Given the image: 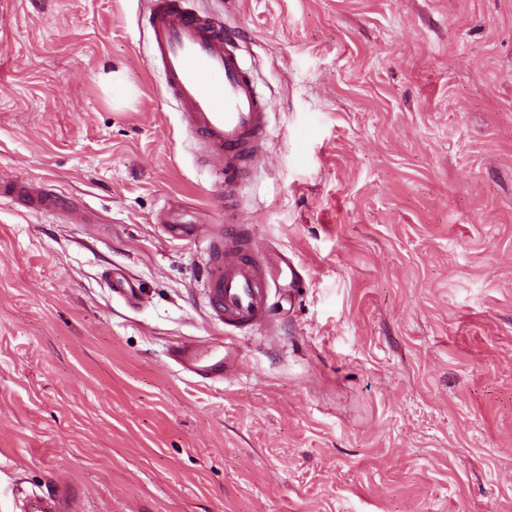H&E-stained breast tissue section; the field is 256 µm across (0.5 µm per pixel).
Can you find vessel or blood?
<instances>
[{
	"mask_svg": "<svg viewBox=\"0 0 512 512\" xmlns=\"http://www.w3.org/2000/svg\"><path fill=\"white\" fill-rule=\"evenodd\" d=\"M148 27L151 65L161 72L190 137L223 166L220 198L226 208H233L239 181L269 142L271 102L258 91L236 49L238 32L220 18L193 9L187 0H152ZM0 191L29 211L56 215L66 210L61 194L47 186L0 177ZM159 224L168 239L205 243V297L213 319L229 330L224 356L205 362L192 345L184 344L176 347L174 360L186 373L224 380L235 365L232 331L260 329L267 323V263L253 254L249 226L243 222L206 233L186 209L165 207Z\"/></svg>",
	"mask_w": 512,
	"mask_h": 512,
	"instance_id": "obj_1",
	"label": "vessel or blood"
}]
</instances>
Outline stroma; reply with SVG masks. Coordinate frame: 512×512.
Here are the masks:
<instances>
[{
	"label": "stroma",
	"instance_id": "stroma-1",
	"mask_svg": "<svg viewBox=\"0 0 512 512\" xmlns=\"http://www.w3.org/2000/svg\"><path fill=\"white\" fill-rule=\"evenodd\" d=\"M192 2L273 103L268 325L221 383L170 357L224 328L156 217L225 213L150 0H0V174L94 216L0 195V512H512V0Z\"/></svg>",
	"mask_w": 512,
	"mask_h": 512
}]
</instances>
